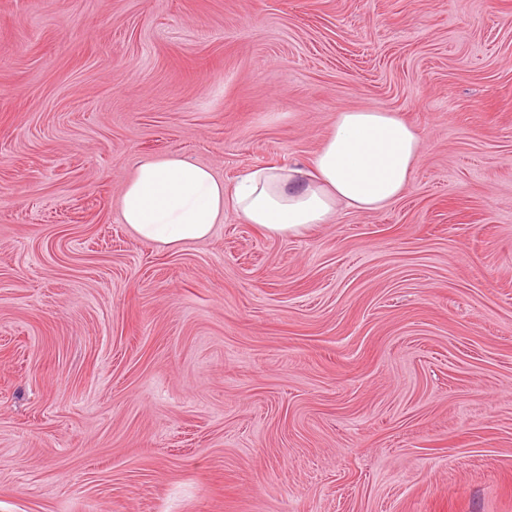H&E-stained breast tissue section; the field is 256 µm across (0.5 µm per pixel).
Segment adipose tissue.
Here are the masks:
<instances>
[{
    "label": "adipose tissue",
    "mask_w": 512,
    "mask_h": 512,
    "mask_svg": "<svg viewBox=\"0 0 512 512\" xmlns=\"http://www.w3.org/2000/svg\"><path fill=\"white\" fill-rule=\"evenodd\" d=\"M423 146L400 113L347 110L307 162L259 167L231 184L179 155L144 160L122 191L118 219L167 246L208 239L228 210L268 235L299 236L339 208L370 213L405 195Z\"/></svg>",
    "instance_id": "1"
}]
</instances>
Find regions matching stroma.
I'll return each mask as SVG.
<instances>
[{"label":"stroma","mask_w":512,"mask_h":512,"mask_svg":"<svg viewBox=\"0 0 512 512\" xmlns=\"http://www.w3.org/2000/svg\"><path fill=\"white\" fill-rule=\"evenodd\" d=\"M355 108L425 138L379 211L117 220ZM0 512H512V0H0Z\"/></svg>","instance_id":"stroma-1"}]
</instances>
